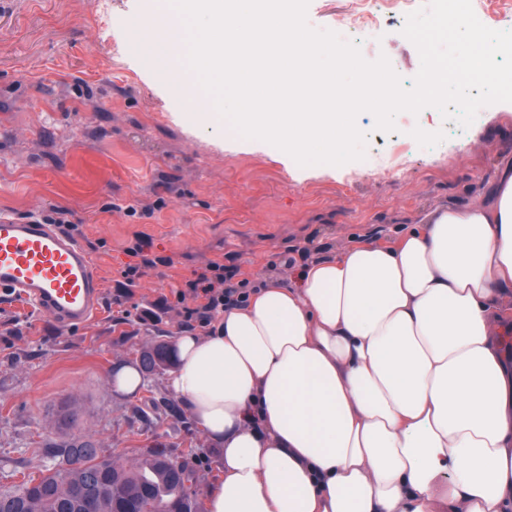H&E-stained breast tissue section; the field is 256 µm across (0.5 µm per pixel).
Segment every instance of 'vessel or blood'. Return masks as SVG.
I'll return each mask as SVG.
<instances>
[{
	"instance_id": "1",
	"label": "vessel or blood",
	"mask_w": 512,
	"mask_h": 512,
	"mask_svg": "<svg viewBox=\"0 0 512 512\" xmlns=\"http://www.w3.org/2000/svg\"><path fill=\"white\" fill-rule=\"evenodd\" d=\"M0 292L62 326L88 322L100 287L91 258L58 225L0 215Z\"/></svg>"
}]
</instances>
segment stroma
I'll return each instance as SVG.
<instances>
[{"instance_id":"obj_1","label":"stroma","mask_w":512,"mask_h":512,"mask_svg":"<svg viewBox=\"0 0 512 512\" xmlns=\"http://www.w3.org/2000/svg\"><path fill=\"white\" fill-rule=\"evenodd\" d=\"M152 10L153 0H0V213L65 210L101 290L97 313L68 328L0 296V489L41 476L49 443L90 441L125 459L160 444L190 463L207 500L222 453L189 411L167 409V372L144 374L132 394L112 386L118 368L182 330L195 300L178 291L212 261L255 288L361 243L394 244L435 212L485 203L512 162V110L495 104L461 147L437 154L419 133L447 135L455 120L402 112L386 133L360 113L366 154L403 162L384 174L354 161L302 175L269 143L224 145L166 79L143 26ZM401 21L400 7L385 8L358 46L411 80L421 61ZM142 238L158 263L116 305ZM163 295L158 321L141 320Z\"/></svg>"}]
</instances>
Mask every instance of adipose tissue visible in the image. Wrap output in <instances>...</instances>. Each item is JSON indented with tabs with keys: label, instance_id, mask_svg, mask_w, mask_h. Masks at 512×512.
<instances>
[{
	"label": "adipose tissue",
	"instance_id": "obj_1",
	"mask_svg": "<svg viewBox=\"0 0 512 512\" xmlns=\"http://www.w3.org/2000/svg\"><path fill=\"white\" fill-rule=\"evenodd\" d=\"M512 173L391 246L317 260L177 334L166 382L223 450L209 512H512Z\"/></svg>",
	"mask_w": 512,
	"mask_h": 512
}]
</instances>
